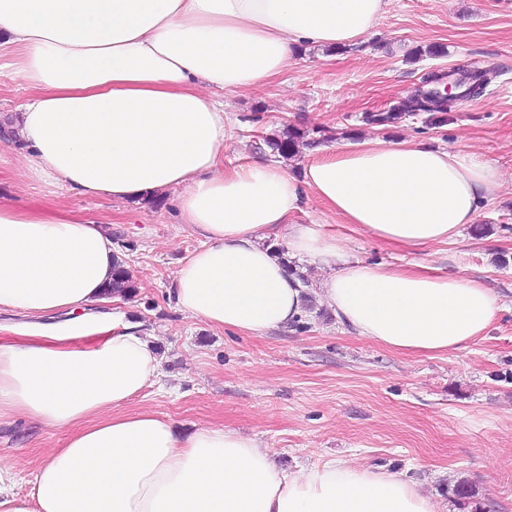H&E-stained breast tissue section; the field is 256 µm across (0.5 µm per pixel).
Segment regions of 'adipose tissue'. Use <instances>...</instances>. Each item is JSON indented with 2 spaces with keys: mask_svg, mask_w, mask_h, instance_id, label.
Returning a JSON list of instances; mask_svg holds the SVG:
<instances>
[{
  "mask_svg": "<svg viewBox=\"0 0 512 512\" xmlns=\"http://www.w3.org/2000/svg\"><path fill=\"white\" fill-rule=\"evenodd\" d=\"M388 0H0V55L28 95L14 137L26 178L80 196L139 199L179 189L203 242L177 269V307L212 327H288L306 288L267 235L328 268L315 294L359 336L400 354H446L485 336L501 298L478 279L351 259L298 223L302 191L373 238L417 249L474 223L497 170L474 154L381 137L307 162L224 167L221 91L279 77L300 44H355ZM117 255L108 225L0 205V310L29 315L104 299ZM148 336L108 322L0 337V422L67 439L26 492L0 466V512H437L402 476L331 460L287 472L251 436L185 433L131 402L156 383Z\"/></svg>",
  "mask_w": 512,
  "mask_h": 512,
  "instance_id": "obj_1",
  "label": "adipose tissue"
}]
</instances>
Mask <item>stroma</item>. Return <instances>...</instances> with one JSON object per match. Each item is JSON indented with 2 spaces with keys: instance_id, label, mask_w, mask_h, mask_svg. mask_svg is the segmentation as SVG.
I'll use <instances>...</instances> for the list:
<instances>
[{
  "instance_id": "1",
  "label": "stroma",
  "mask_w": 512,
  "mask_h": 512,
  "mask_svg": "<svg viewBox=\"0 0 512 512\" xmlns=\"http://www.w3.org/2000/svg\"><path fill=\"white\" fill-rule=\"evenodd\" d=\"M429 45L443 46L444 55L408 61ZM462 62L488 72L490 82L480 97L459 101L448 124L430 126L420 115L386 130L363 124L364 113L388 109L429 73ZM224 110L232 119L228 169L257 158L277 162L266 140L287 124L316 138L286 161L293 174L316 155L377 136L490 161L500 182L476 217L487 227L481 235L468 224L446 243L411 251L379 246L309 194L297 220L336 238L358 260L485 280L505 308L483 338L433 355L394 353L318 304L263 337L209 326L180 311L169 294L181 260L200 245L180 220L178 191L151 202L78 196L24 178L19 147L0 139V203L19 200L48 219L75 214L112 227L137 290L87 316L126 315L154 338L161 375L132 409L152 410L185 430L221 426L252 436L287 469L346 458L399 474L440 512H461L451 493L461 481L484 512H512V0H391L358 44L300 50L271 83L225 92ZM64 439V431L23 419L0 425V464L18 491Z\"/></svg>"
}]
</instances>
